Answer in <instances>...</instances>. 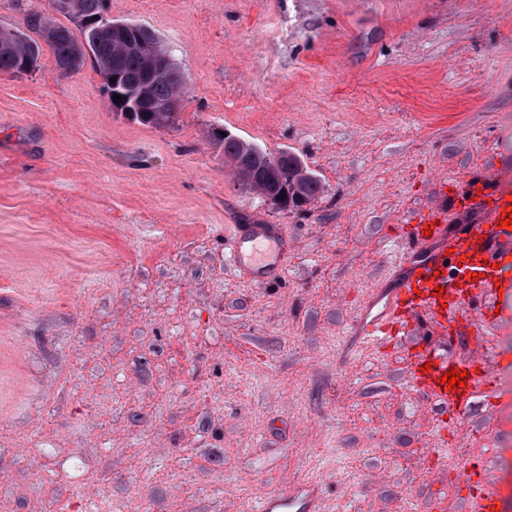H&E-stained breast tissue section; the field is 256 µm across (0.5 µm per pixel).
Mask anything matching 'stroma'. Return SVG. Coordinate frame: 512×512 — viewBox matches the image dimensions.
I'll return each instance as SVG.
<instances>
[{
  "label": "stroma",
  "mask_w": 512,
  "mask_h": 512,
  "mask_svg": "<svg viewBox=\"0 0 512 512\" xmlns=\"http://www.w3.org/2000/svg\"><path fill=\"white\" fill-rule=\"evenodd\" d=\"M183 78L156 128L92 61L0 74V512H255L322 475L329 512H431L424 468L494 477L512 407L441 411L356 317L412 211L512 170V0H104ZM323 192L264 205L220 132ZM283 225L278 285L224 258ZM465 446L459 458L449 443Z\"/></svg>",
  "instance_id": "stroma-1"
}]
</instances>
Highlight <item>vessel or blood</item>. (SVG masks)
Here are the masks:
<instances>
[{
	"mask_svg": "<svg viewBox=\"0 0 512 512\" xmlns=\"http://www.w3.org/2000/svg\"><path fill=\"white\" fill-rule=\"evenodd\" d=\"M512 203V173L477 174L447 205L415 210L409 236L392 252L380 274L387 293L370 292L360 312L364 347L413 340L410 390L437 398L451 408L467 407L475 394L496 403L505 373L492 338L512 323V230L500 227ZM226 258L243 279L275 283L288 274V236L278 224H238L227 242ZM443 294H436V287ZM466 323L478 335L466 360L448 351V330ZM466 371L464 387L451 390L442 377ZM458 490L475 489L470 512H512V478L485 479L470 467L456 477ZM321 482L296 483L290 492L263 498L256 512H320Z\"/></svg>",
	"mask_w": 512,
	"mask_h": 512,
	"instance_id": "b4317fda",
	"label": "vessel or blood"
}]
</instances>
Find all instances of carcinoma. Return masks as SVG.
Listing matches in <instances>:
<instances>
[{
    "label": "carcinoma",
    "instance_id": "1",
    "mask_svg": "<svg viewBox=\"0 0 512 512\" xmlns=\"http://www.w3.org/2000/svg\"><path fill=\"white\" fill-rule=\"evenodd\" d=\"M102 13V0H73L69 16L89 19L99 17ZM26 31L19 29H0V73L21 75L26 60L35 61L42 56V45H47L58 65L73 60L77 50L78 37L87 41L92 60L105 78L116 77L119 87L131 94L147 89L151 98L166 100L179 95L183 90V79L174 63H169L163 81H149L152 68L156 65L158 52L162 44L158 37L148 28L135 24L129 33V39L112 37L110 29H88L75 34L69 27L59 25L52 19L41 14H29L25 18ZM38 35L33 39L29 33ZM224 156L230 158L236 173L247 176L253 172L255 159L243 150L238 141L224 140ZM274 168L266 178L264 186L267 190L278 193L286 191L285 208L300 207L316 199L323 191L320 180L312 176L301 184V196H296L293 189L295 168L293 160L283 162L281 156L270 159Z\"/></svg>",
    "mask_w": 512,
    "mask_h": 512
}]
</instances>
